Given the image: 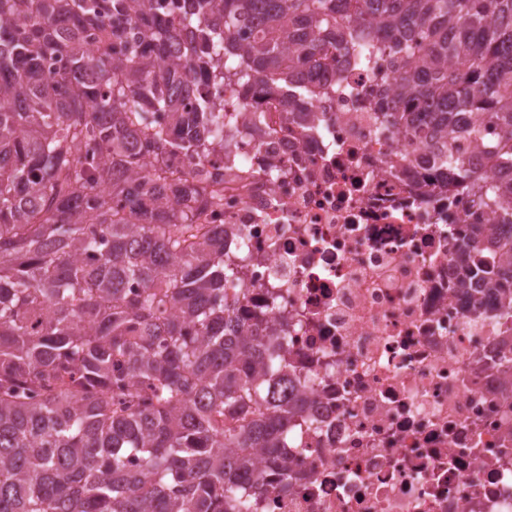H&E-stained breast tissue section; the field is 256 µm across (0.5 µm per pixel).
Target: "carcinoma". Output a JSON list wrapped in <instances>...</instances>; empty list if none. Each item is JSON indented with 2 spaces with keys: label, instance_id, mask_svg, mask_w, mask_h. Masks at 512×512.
<instances>
[{
  "label": "carcinoma",
  "instance_id": "1",
  "mask_svg": "<svg viewBox=\"0 0 512 512\" xmlns=\"http://www.w3.org/2000/svg\"><path fill=\"white\" fill-rule=\"evenodd\" d=\"M0 0V512H243L253 450L281 447L303 399L273 388L275 325L242 335L224 283V180L159 165L224 147L203 80L309 99L347 50L401 55L395 121L492 120L512 175V0ZM251 60L237 69V52ZM512 221V178L472 186ZM489 275L512 295V243ZM138 461V469L131 467Z\"/></svg>",
  "mask_w": 512,
  "mask_h": 512
}]
</instances>
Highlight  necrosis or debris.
Instances as JSON below:
<instances>
[{
    "instance_id": "obj_1",
    "label": "necrosis or debris",
    "mask_w": 512,
    "mask_h": 512,
    "mask_svg": "<svg viewBox=\"0 0 512 512\" xmlns=\"http://www.w3.org/2000/svg\"><path fill=\"white\" fill-rule=\"evenodd\" d=\"M395 54L341 55L309 77L319 96L203 84L234 118L229 151L208 155L224 198V257L240 266L238 316L275 323L283 378L305 411L261 476L249 512H512V312L459 252L479 210L464 180L498 173L494 127L449 135L461 172L439 164L418 119L384 122ZM251 102L262 121L237 119Z\"/></svg>"
}]
</instances>
